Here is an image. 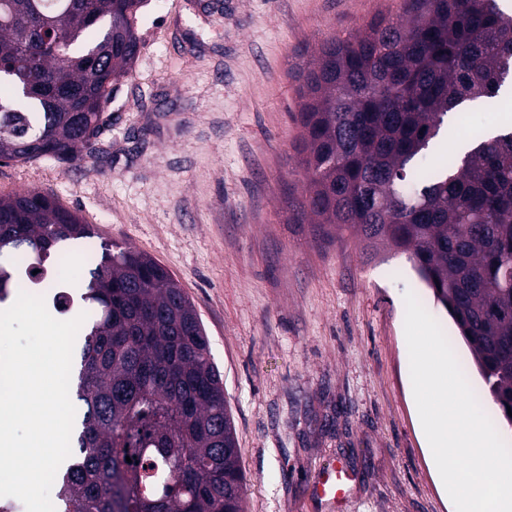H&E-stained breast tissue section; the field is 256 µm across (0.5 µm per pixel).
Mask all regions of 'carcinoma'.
<instances>
[{
	"label": "carcinoma",
	"instance_id": "carcinoma-1",
	"mask_svg": "<svg viewBox=\"0 0 512 512\" xmlns=\"http://www.w3.org/2000/svg\"><path fill=\"white\" fill-rule=\"evenodd\" d=\"M145 0H0V159L101 151L104 110L138 57ZM61 53L41 51L42 38ZM512 77V10L500 0H403L356 35H333L294 72L304 193L298 223L407 255L448 312L494 425H512V131L466 155L428 151L455 113L496 108ZM92 236L38 191L0 197V303ZM70 396L81 408L55 484L61 512H243L245 477L204 326L150 256L103 244L79 282ZM131 462H126V458Z\"/></svg>",
	"mask_w": 512,
	"mask_h": 512
}]
</instances>
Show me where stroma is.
Masks as SVG:
<instances>
[{"instance_id":"stroma-1","label":"stroma","mask_w":512,"mask_h":512,"mask_svg":"<svg viewBox=\"0 0 512 512\" xmlns=\"http://www.w3.org/2000/svg\"><path fill=\"white\" fill-rule=\"evenodd\" d=\"M401 0H147L142 48L112 94L101 153L0 160V195L35 190L102 242L145 252L179 283L224 379L245 512H455L420 430L406 292L456 328L406 256L368 258L292 221L303 175L292 70ZM355 480L335 502L330 461ZM353 475L347 469L329 463L323 468L312 484V492L321 499L335 501L340 495H344Z\"/></svg>"}]
</instances>
